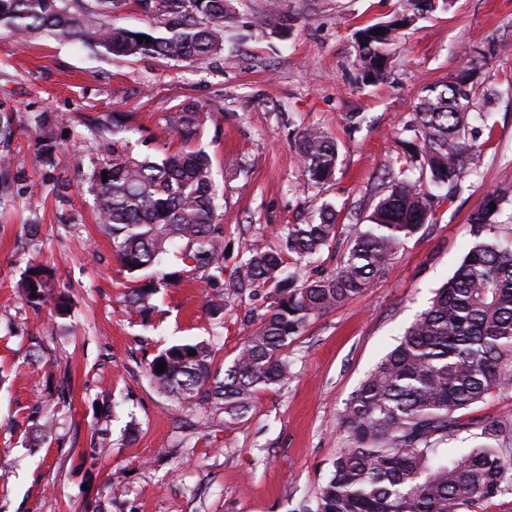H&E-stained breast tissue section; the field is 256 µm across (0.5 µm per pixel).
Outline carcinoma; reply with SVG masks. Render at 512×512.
<instances>
[{"instance_id":"carcinoma-1","label":"carcinoma","mask_w":512,"mask_h":512,"mask_svg":"<svg viewBox=\"0 0 512 512\" xmlns=\"http://www.w3.org/2000/svg\"><path fill=\"white\" fill-rule=\"evenodd\" d=\"M125 0H0V26L20 41L46 33L59 41L77 39L92 53L125 57L156 55L196 62L224 49L231 0H130L146 27L112 23ZM411 13L357 32V69L368 81L384 79L391 67L399 28L434 0H408ZM381 35L373 34L377 29ZM138 35L151 38L139 43ZM476 67L426 90L414 105L412 162L419 179L404 171L387 173L386 192L368 223L358 228L336 269L317 278L301 275V263L336 244V209L327 205L318 219L287 226L277 247L251 244L235 276L224 275V224L218 214L220 187L211 159L191 149L210 113L183 104L170 129L183 147L161 158L135 156L128 149V113L84 117L100 159L86 174L95 210L123 268L147 271L126 294V308L144 314L160 285L204 279L216 292L205 311L224 326V295L269 287L274 298L225 370L212 371L213 349L205 341L174 344L148 364L149 383L194 410L207 407L224 423L246 420L257 393L291 377L288 345L309 322L366 291L398 253L403 242L428 223L434 203L448 197L477 173L479 155L468 143L470 120L479 116L488 94H479ZM50 117L34 116L41 137L34 167L53 170L57 146ZM307 179L315 184L336 170V142L317 128L297 135ZM495 204L491 209L489 204ZM512 204V186L488 192L470 215L475 241L454 274L437 289L431 304L405 330L399 343L361 381L339 414L348 438L320 486L315 504L295 512H472L481 502L512 494V420L479 425L481 442L450 458L448 441L460 433L457 412L494 391L512 389V245L500 237L503 207ZM179 245L183 268H158L161 257ZM17 283L23 298L38 308L54 299L57 315L69 312V296L54 292L51 272L35 250L24 258ZM194 350L196 355L188 352ZM165 371L156 373L158 361Z\"/></svg>"}]
</instances>
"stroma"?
I'll list each match as a JSON object with an SVG mask.
<instances>
[{
	"instance_id": "1",
	"label": "stroma",
	"mask_w": 512,
	"mask_h": 512,
	"mask_svg": "<svg viewBox=\"0 0 512 512\" xmlns=\"http://www.w3.org/2000/svg\"><path fill=\"white\" fill-rule=\"evenodd\" d=\"M406 0H233L224 49L201 63L88 53L79 42L33 35L16 46L0 27V106L14 113L13 164L0 172V512H292L315 499L347 436L339 413L365 375L453 274L473 242L470 214L512 184V0H448L402 30L383 81L362 84L359 29L409 13ZM493 58L482 59L487 44ZM476 65L495 97L471 141L478 174L444 200L365 293L312 320L288 348L292 378L257 395L228 425L184 409L149 384L163 349L215 340L223 373L264 313V292L225 297L223 327L204 309L196 280L160 288L147 315L122 303L133 283L95 215L84 177L97 160L81 112L128 113L139 156L181 144L167 120L191 100L213 111L195 141L224 186L225 275L249 244L277 243L286 227L340 215L347 242L365 222L386 171L407 167L396 131L422 92ZM50 112L62 147L55 170L34 169L33 117ZM314 127L338 146L335 174L311 184L296 145ZM40 250L72 299L71 315L29 306L18 294L22 258ZM66 391L70 404L58 402ZM110 395L108 419L93 408ZM53 407L43 442L25 432L36 402ZM512 418V390L459 413L451 452L476 444L479 424ZM125 474L113 491L110 473Z\"/></svg>"
}]
</instances>
